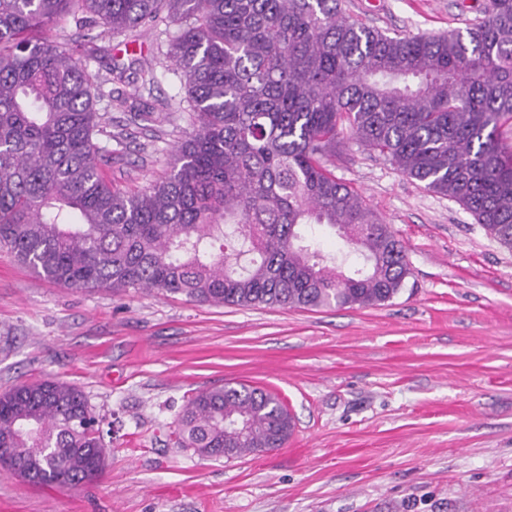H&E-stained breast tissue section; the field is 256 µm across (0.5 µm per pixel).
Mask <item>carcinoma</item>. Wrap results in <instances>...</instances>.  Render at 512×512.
Returning <instances> with one entry per match:
<instances>
[{"instance_id":"1","label":"carcinoma","mask_w":512,"mask_h":512,"mask_svg":"<svg viewBox=\"0 0 512 512\" xmlns=\"http://www.w3.org/2000/svg\"><path fill=\"white\" fill-rule=\"evenodd\" d=\"M166 22L192 132L161 180L135 194L100 167V75L111 50L76 54L46 33ZM512 0L463 30L394 36L341 0H0V248L69 288L180 294L240 307L370 308L410 267L390 225L330 169L344 137L459 204L512 252ZM337 232L361 262L314 246ZM280 397L246 384L201 390L178 445L227 459L281 448ZM31 483L79 486L107 461L85 393L43 379L0 393V457Z\"/></svg>"}]
</instances>
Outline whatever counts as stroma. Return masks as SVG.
<instances>
[{"label":"stroma","instance_id":"1","mask_svg":"<svg viewBox=\"0 0 512 512\" xmlns=\"http://www.w3.org/2000/svg\"><path fill=\"white\" fill-rule=\"evenodd\" d=\"M488 0H342L402 34L466 28ZM150 90L108 78L96 110L102 166L133 193L161 179L191 129L159 29L102 33ZM151 110L144 122L138 112ZM332 169L389 224L411 275L373 308L199 304L180 295L53 283L0 249V392L37 379L80 387L112 424L92 484L39 487L0 469V512H512V253L454 201L351 140ZM276 393L295 429L235 460L177 448L195 391Z\"/></svg>","mask_w":512,"mask_h":512}]
</instances>
